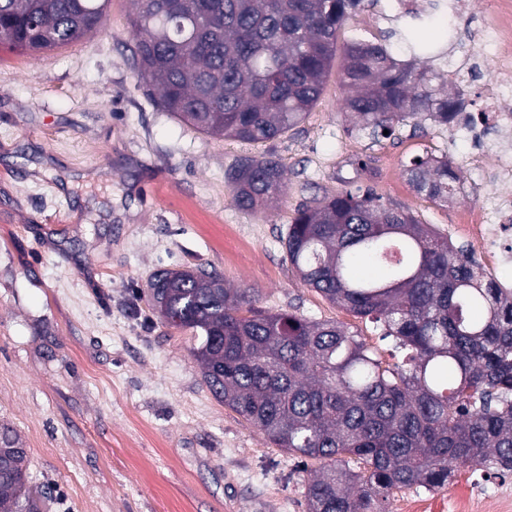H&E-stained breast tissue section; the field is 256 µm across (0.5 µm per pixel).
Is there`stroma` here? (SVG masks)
Masks as SVG:
<instances>
[{"mask_svg": "<svg viewBox=\"0 0 512 512\" xmlns=\"http://www.w3.org/2000/svg\"><path fill=\"white\" fill-rule=\"evenodd\" d=\"M420 19L391 0H364L341 37L386 39L412 60L410 32L448 26L437 68L455 66L470 111L488 16H447L420 0ZM132 0H109L104 29L36 54L0 48V426L28 452L43 512H306L298 458L215 398L187 334L147 306L151 274L200 266L261 309L333 320L389 358L380 326L300 283L281 242L297 209L369 188L447 233L460 211L493 191L458 128H404L389 138L352 132L332 67L313 109L279 138L207 136L166 112L134 67ZM273 158L288 190L276 204L238 209L226 177L239 158ZM445 157L460 188L448 201L417 194L406 166ZM512 487V473L461 467L447 488L404 489L405 504L452 512L472 494Z\"/></svg>", "mask_w": 512, "mask_h": 512, "instance_id": "stroma-1", "label": "stroma"}]
</instances>
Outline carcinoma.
<instances>
[{
    "label": "carcinoma",
    "instance_id": "obj_1",
    "mask_svg": "<svg viewBox=\"0 0 512 512\" xmlns=\"http://www.w3.org/2000/svg\"><path fill=\"white\" fill-rule=\"evenodd\" d=\"M108 0H0V45L39 52L100 30ZM132 50L161 106L210 136L263 142L319 100L340 31L363 0H133ZM344 111L373 139L450 127L465 109L447 71L382 42L342 53ZM420 195L448 201L446 157L413 159ZM250 210L284 196L283 166L242 157L228 171ZM303 285L391 337L392 365L329 320L256 306L202 268L161 269L148 306L186 331L203 382L224 406L309 470L306 512H385L396 491L443 489L460 466L512 471V293L406 208L346 190L297 209L284 241ZM370 262L386 269L361 277ZM358 469L349 467L350 461ZM0 512H38L27 451L0 430Z\"/></svg>",
    "mask_w": 512,
    "mask_h": 512
}]
</instances>
